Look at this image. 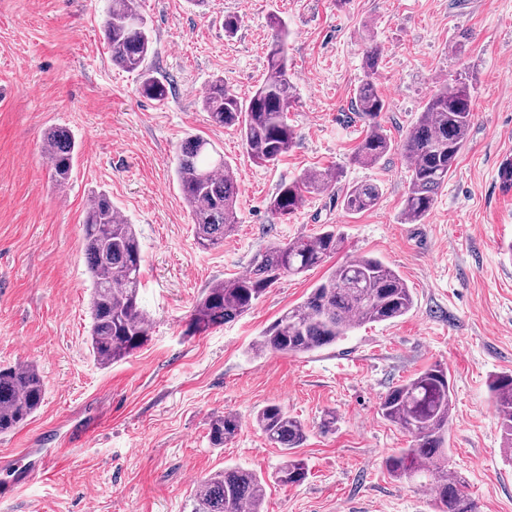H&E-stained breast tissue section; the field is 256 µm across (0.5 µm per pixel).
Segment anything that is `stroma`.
<instances>
[{
  "instance_id": "stroma-1",
  "label": "stroma",
  "mask_w": 512,
  "mask_h": 512,
  "mask_svg": "<svg viewBox=\"0 0 512 512\" xmlns=\"http://www.w3.org/2000/svg\"><path fill=\"white\" fill-rule=\"evenodd\" d=\"M152 31L148 65L170 93L137 91L103 40L108 0H0V366L31 363L45 401L0 435V465L47 433L85 426L81 447L52 454L44 473L0 500V512H184L193 480L227 466L270 476L283 453L254 427L279 402L308 427L297 453L308 475L271 486L263 512H434L428 492L394 480L382 460L408 438L378 412L382 396L425 365L443 363L454 391L448 461L479 512H512V464L488 401L492 375L512 370V191L498 178L512 158V0H138ZM242 15L233 36L224 16ZM287 23L296 101L292 148L272 167L253 163L236 129L201 108L213 78L248 97L266 76L270 14ZM382 58L375 83L387 100L380 123L393 148L379 164H352L366 126L354 109L363 43ZM465 74L475 119L455 171L420 224L399 220L408 188L400 145L438 83ZM71 129L79 146L57 185L41 152L44 132ZM199 135L223 152L239 186V223L223 245L200 249L173 158ZM373 182L378 205L345 213L334 194L307 196L288 219L269 200L309 169ZM105 191L135 224L144 257L140 304L150 339L102 369L88 349L90 280L83 222ZM335 226L344 242L326 263L284 277L244 315L187 335L206 288L245 273L272 239ZM369 255L411 288L405 317L356 330L336 346L296 356L250 352L260 333L300 303L331 268ZM242 422L221 448L208 441L212 413ZM336 427L321 433L325 412Z\"/></svg>"
}]
</instances>
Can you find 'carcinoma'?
Returning <instances> with one entry per match:
<instances>
[{
  "instance_id": "obj_1",
  "label": "carcinoma",
  "mask_w": 512,
  "mask_h": 512,
  "mask_svg": "<svg viewBox=\"0 0 512 512\" xmlns=\"http://www.w3.org/2000/svg\"><path fill=\"white\" fill-rule=\"evenodd\" d=\"M273 31L267 52V75L246 100L216 78L206 88L201 107L220 127L239 131L246 154L255 163L275 164L292 148L295 130L288 112L295 89L288 75L287 23L277 14L268 17ZM104 39L112 64L139 75V94L164 101L169 86L151 75L146 60L152 51L147 19L137 0H110ZM381 48L374 41L364 48L365 79L356 90V108L366 121L365 136L351 161L376 165L392 142L379 123L386 101L374 81ZM475 118L474 91L463 77L435 89L406 135L401 152L407 160L408 190L401 223L420 224L430 214L435 197L448 182L464 149ZM42 151L58 184L72 173L78 146L69 128L55 126L45 132ZM175 175L193 221L199 247L224 244L238 224L239 187L229 166L207 140L186 137L175 159ZM340 173L331 178L307 171L279 184L271 197L273 215L287 219L309 194L333 191ZM381 197L377 185H348L341 206L348 213L374 208ZM87 270L92 282L90 299V353L107 368L132 355L149 341V317L139 303L142 255L135 225L128 222L112 198L98 191L91 196L83 224ZM342 235L334 226L320 234L277 240L258 251L250 270L205 289L188 322L196 335L248 312L268 288L285 276L304 274L336 254ZM414 307L411 289L401 275L381 260L367 255L351 258L332 269L310 289L302 302L285 310L257 338V355H298L335 345L367 324L392 322ZM47 393L39 369L31 364L0 367V434L24 425L42 407ZM489 402L498 415L504 437L503 453L512 461V373L501 372L489 384ZM454 410L453 388L447 367L433 363L386 392L379 405L381 416L410 436L409 447L384 458L387 474L430 489L434 512H477L462 477L448 464V424ZM254 426L266 440L283 451L275 480L299 485L307 476L305 462L295 449L306 440L307 426L280 403H269L253 416ZM241 429L232 412L213 415L208 438L222 448ZM267 481L261 474L238 466L226 467L201 481L190 493L188 512H262Z\"/></svg>"
}]
</instances>
